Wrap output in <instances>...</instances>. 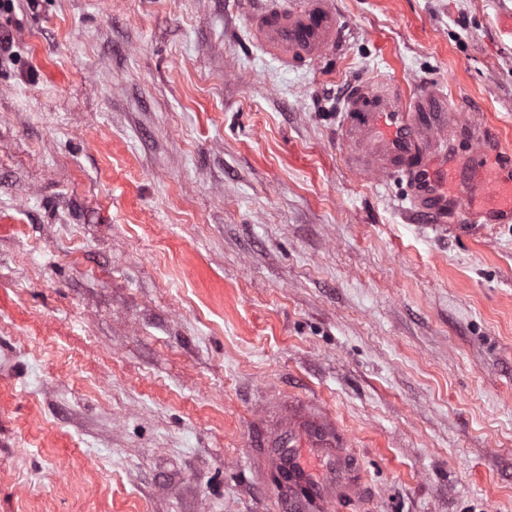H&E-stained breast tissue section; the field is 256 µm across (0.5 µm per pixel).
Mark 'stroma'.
<instances>
[{"label": "stroma", "mask_w": 512, "mask_h": 512, "mask_svg": "<svg viewBox=\"0 0 512 512\" xmlns=\"http://www.w3.org/2000/svg\"><path fill=\"white\" fill-rule=\"evenodd\" d=\"M18 0L0 62V512H279L254 436L323 407L333 512H512V224L439 236L357 177L353 81L478 113L512 174V0ZM281 2L250 20L252 40L264 54L284 66H298L335 52L338 25L331 1Z\"/></svg>", "instance_id": "obj_1"}]
</instances>
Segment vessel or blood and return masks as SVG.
Wrapping results in <instances>:
<instances>
[{
	"mask_svg": "<svg viewBox=\"0 0 512 512\" xmlns=\"http://www.w3.org/2000/svg\"><path fill=\"white\" fill-rule=\"evenodd\" d=\"M253 42L285 66L317 61L338 44L336 14L330 0H284L250 20ZM446 100L428 89L380 98L369 83H358L345 102L341 135L352 170L362 178L403 176L410 189V210L447 230L449 216L464 213L471 224L512 222V176L489 163L499 148L486 137L483 124L468 126L477 149L461 159L443 146L453 121ZM336 428L315 420L257 445L258 468L269 467L284 478L276 492L295 501L300 512H330L353 499V481L336 467Z\"/></svg>",
	"mask_w": 512,
	"mask_h": 512,
	"instance_id": "vessel-or-blood-1",
	"label": "vessel or blood"
}]
</instances>
